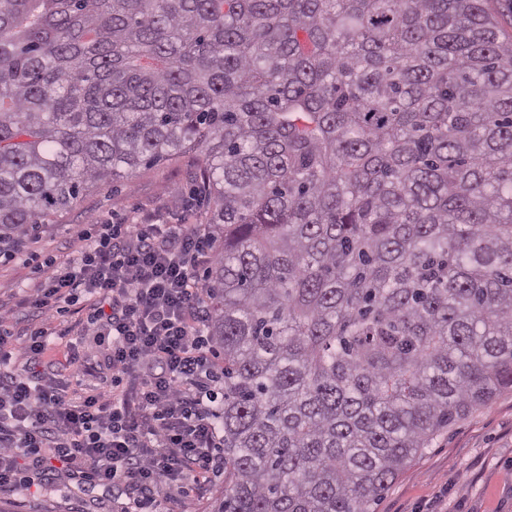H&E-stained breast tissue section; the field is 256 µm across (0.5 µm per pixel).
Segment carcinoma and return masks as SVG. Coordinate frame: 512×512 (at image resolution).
<instances>
[{
	"label": "carcinoma",
	"instance_id": "1",
	"mask_svg": "<svg viewBox=\"0 0 512 512\" xmlns=\"http://www.w3.org/2000/svg\"><path fill=\"white\" fill-rule=\"evenodd\" d=\"M215 512H370L512 390V38L487 0H0V239L191 150Z\"/></svg>",
	"mask_w": 512,
	"mask_h": 512
}]
</instances>
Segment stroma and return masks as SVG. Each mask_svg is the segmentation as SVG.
I'll return each instance as SVG.
<instances>
[{"label": "stroma", "instance_id": "stroma-1", "mask_svg": "<svg viewBox=\"0 0 512 512\" xmlns=\"http://www.w3.org/2000/svg\"><path fill=\"white\" fill-rule=\"evenodd\" d=\"M200 165L197 151L140 167L128 183L85 191L69 208L41 225L25 258L0 265V306L12 307L43 277L39 263L74 257L77 224H204L207 205L189 199ZM427 502L440 512H512V391L472 410L437 434L393 480L372 512H418ZM10 512H116L115 492L78 485L59 474L37 486L1 488Z\"/></svg>", "mask_w": 512, "mask_h": 512}]
</instances>
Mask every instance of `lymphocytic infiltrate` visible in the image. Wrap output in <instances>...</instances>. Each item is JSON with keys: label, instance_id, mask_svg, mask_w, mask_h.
<instances>
[{"label": "lymphocytic infiltrate", "instance_id": "1", "mask_svg": "<svg viewBox=\"0 0 512 512\" xmlns=\"http://www.w3.org/2000/svg\"><path fill=\"white\" fill-rule=\"evenodd\" d=\"M73 235L78 254L52 265L22 301L36 316L25 341L14 333L15 310L0 312V486L64 471L121 491V512H187L224 472V374L200 275L213 259L209 233L200 224H79ZM79 304L85 317L69 322ZM73 332L94 337L103 355L70 354L72 381L62 385L41 356ZM106 371L104 386L78 392Z\"/></svg>", "mask_w": 512, "mask_h": 512}]
</instances>
